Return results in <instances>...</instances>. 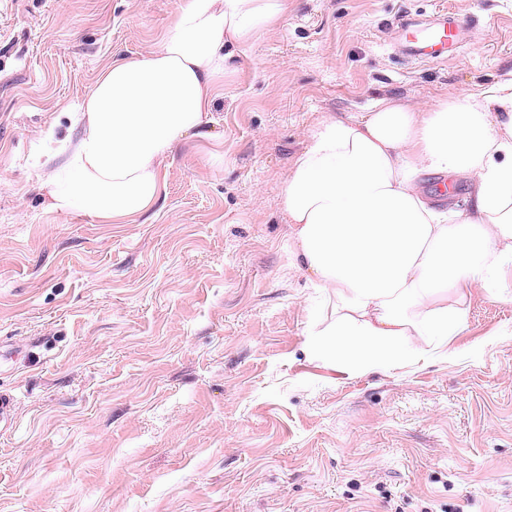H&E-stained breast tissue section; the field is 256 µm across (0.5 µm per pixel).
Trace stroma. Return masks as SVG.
Masks as SVG:
<instances>
[{"label":"stroma","instance_id":"obj_1","mask_svg":"<svg viewBox=\"0 0 512 512\" xmlns=\"http://www.w3.org/2000/svg\"><path fill=\"white\" fill-rule=\"evenodd\" d=\"M438 0H288L131 224L49 210L50 144L100 68L180 0H0V512H512V302L474 290L444 357L352 372L291 263L280 187L323 118L512 79V0L446 62L396 18Z\"/></svg>","mask_w":512,"mask_h":512}]
</instances>
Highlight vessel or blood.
<instances>
[{"label": "vessel or blood", "mask_w": 512, "mask_h": 512, "mask_svg": "<svg viewBox=\"0 0 512 512\" xmlns=\"http://www.w3.org/2000/svg\"><path fill=\"white\" fill-rule=\"evenodd\" d=\"M469 33L468 20L458 12L441 8L421 20L400 18L393 46L409 60L444 62L459 53Z\"/></svg>", "instance_id": "obj_1"}]
</instances>
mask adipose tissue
Masks as SVG:
<instances>
[{
	"mask_svg": "<svg viewBox=\"0 0 512 512\" xmlns=\"http://www.w3.org/2000/svg\"><path fill=\"white\" fill-rule=\"evenodd\" d=\"M288 12V0H182L151 50L106 64L71 114L41 188L51 209L103 224L151 210L166 159L210 122L218 86ZM463 179L438 206L420 179ZM291 259L333 301L308 347L355 372L447 347L474 289L512 300V80L420 108L387 97L326 118L280 188Z\"/></svg>",
	"mask_w": 512,
	"mask_h": 512,
	"instance_id": "ef3b65f1",
	"label": "adipose tissue"
}]
</instances>
